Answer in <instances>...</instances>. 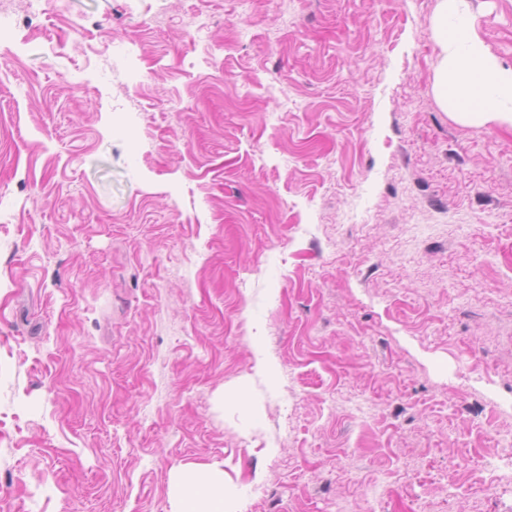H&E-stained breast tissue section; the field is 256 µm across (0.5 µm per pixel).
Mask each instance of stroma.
I'll return each instance as SVG.
<instances>
[{"label": "stroma", "mask_w": 512, "mask_h": 512, "mask_svg": "<svg viewBox=\"0 0 512 512\" xmlns=\"http://www.w3.org/2000/svg\"><path fill=\"white\" fill-rule=\"evenodd\" d=\"M41 7L0 0V512L214 462L238 512H512L460 465L512 431V126L439 103V0Z\"/></svg>", "instance_id": "35a3bbf8"}]
</instances>
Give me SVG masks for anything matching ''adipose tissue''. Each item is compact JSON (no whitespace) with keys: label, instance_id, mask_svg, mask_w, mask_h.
I'll return each mask as SVG.
<instances>
[{"label":"adipose tissue","instance_id":"adipose-tissue-1","mask_svg":"<svg viewBox=\"0 0 512 512\" xmlns=\"http://www.w3.org/2000/svg\"><path fill=\"white\" fill-rule=\"evenodd\" d=\"M466 0H439L435 16L441 62L440 103H451L458 117L512 125V69H504L473 38ZM176 491L187 512H225L224 471L219 464L178 469Z\"/></svg>","mask_w":512,"mask_h":512}]
</instances>
